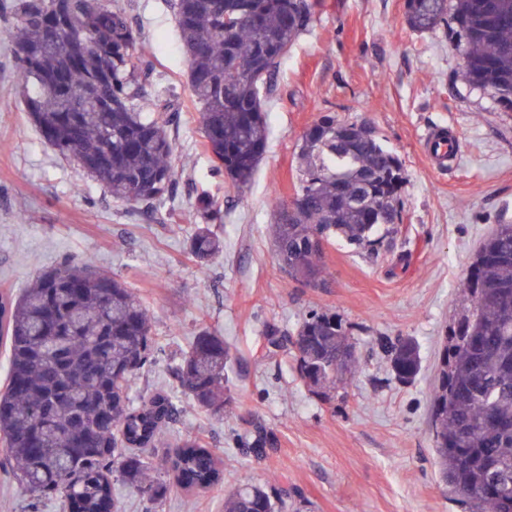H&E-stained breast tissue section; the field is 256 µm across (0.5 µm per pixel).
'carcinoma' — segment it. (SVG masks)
Listing matches in <instances>:
<instances>
[{
    "instance_id": "1",
    "label": "carcinoma",
    "mask_w": 512,
    "mask_h": 512,
    "mask_svg": "<svg viewBox=\"0 0 512 512\" xmlns=\"http://www.w3.org/2000/svg\"><path fill=\"white\" fill-rule=\"evenodd\" d=\"M54 0H14L15 76L28 117L61 156L77 162L112 198L152 207L177 194L171 119L140 93L142 45L112 0H67L69 26L47 46ZM198 104L197 122L215 172L241 190L269 140L262 91L280 60L314 21L312 0H171ZM418 32L455 25L456 49L471 84L512 106V0H406ZM294 197L275 201L277 262L304 288H327L325 247L342 238L374 248L401 217L403 163L366 123L326 114L304 133ZM204 223L188 249L205 269L224 252L211 229L221 209L196 200ZM469 307L450 328L431 392L432 447L448 493L465 512H512V224L495 226L460 283ZM0 339L9 357L0 392V466L30 492L60 501L63 512H114L112 476L161 503L172 488L204 490L224 479L215 453L195 436L179 439L170 474L141 454L170 430L176 395L157 391L135 404L133 376L154 350L151 319L133 289L89 261L41 273L23 294L0 293ZM302 380L315 396L346 392L357 342L344 320L312 311L288 337ZM400 381L420 366L417 343L387 346ZM234 353L224 337L200 329L174 369L178 390L204 412L224 416L232 398ZM255 455L267 437L239 438ZM285 499L244 485L224 512H284Z\"/></svg>"
}]
</instances>
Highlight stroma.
Instances as JSON below:
<instances>
[{
    "instance_id": "35a3bbf8",
    "label": "stroma",
    "mask_w": 512,
    "mask_h": 512,
    "mask_svg": "<svg viewBox=\"0 0 512 512\" xmlns=\"http://www.w3.org/2000/svg\"><path fill=\"white\" fill-rule=\"evenodd\" d=\"M13 0H0V289L20 294L64 260L92 258L133 288L148 308L155 362L130 396L176 387L173 370L199 327L232 345L234 400L223 418L185 396L175 435L200 437L219 456L224 481L173 489L158 506L114 483L119 512H224L243 484L288 490L308 512H462L435 464L430 394L450 326L462 309L458 284L482 240L512 222V108L463 75L451 25L415 32L405 0H316L312 27L282 59L267 94L269 148L252 182L228 188L212 171L198 129L188 60L168 0H115L143 39L154 72L144 87L171 118L178 180L174 198L137 209L115 201L76 162L42 140L13 77ZM364 121L404 164L402 222L378 254L336 242L327 249L331 287L300 288L276 260L273 196L291 199L301 137L321 115ZM459 136L456 162L435 166L429 130ZM220 205L213 230L224 252L199 268L187 242L199 193ZM332 311L359 342L362 369L346 398L313 396L283 339L309 311ZM415 339L420 370L398 383L382 345ZM263 428V455L240 435ZM0 512H61L0 469Z\"/></svg>"
}]
</instances>
